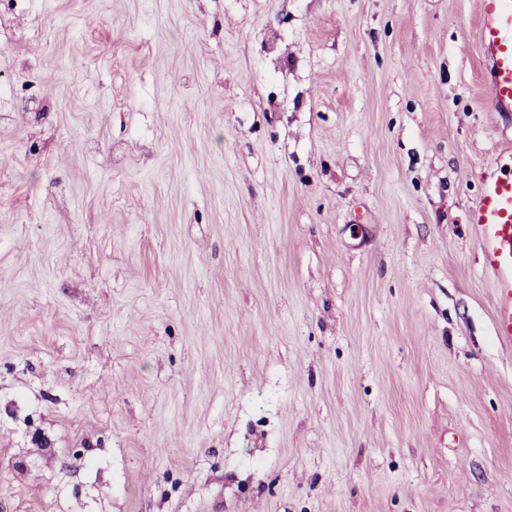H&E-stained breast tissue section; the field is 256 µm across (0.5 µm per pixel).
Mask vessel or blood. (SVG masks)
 Instances as JSON below:
<instances>
[{
    "instance_id": "vessel-or-blood-1",
    "label": "vessel or blood",
    "mask_w": 512,
    "mask_h": 512,
    "mask_svg": "<svg viewBox=\"0 0 512 512\" xmlns=\"http://www.w3.org/2000/svg\"><path fill=\"white\" fill-rule=\"evenodd\" d=\"M477 41L489 68L490 103L512 112V0H480ZM469 220L494 288L495 336L512 345V151L497 153Z\"/></svg>"
}]
</instances>
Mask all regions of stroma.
Instances as JSON below:
<instances>
[{"mask_svg": "<svg viewBox=\"0 0 512 512\" xmlns=\"http://www.w3.org/2000/svg\"><path fill=\"white\" fill-rule=\"evenodd\" d=\"M479 18L0 0V512H512Z\"/></svg>", "mask_w": 512, "mask_h": 512, "instance_id": "stroma-1", "label": "stroma"}]
</instances>
